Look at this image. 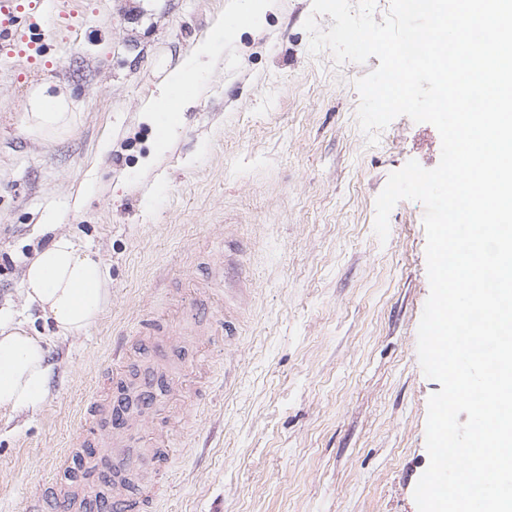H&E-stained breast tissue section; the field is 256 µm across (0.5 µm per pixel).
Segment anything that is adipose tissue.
I'll return each mask as SVG.
<instances>
[{
    "label": "adipose tissue",
    "mask_w": 512,
    "mask_h": 512,
    "mask_svg": "<svg viewBox=\"0 0 512 512\" xmlns=\"http://www.w3.org/2000/svg\"><path fill=\"white\" fill-rule=\"evenodd\" d=\"M222 49L214 39L200 41L193 60L168 71L144 110L162 127L155 142L163 152L180 127L183 114L196 98L201 80L199 58H213ZM69 102L43 90L31 92L27 101L30 128L37 133L67 126ZM110 276L96 253L68 233L38 251L23 276L26 307L50 318L58 335L75 336L97 318L110 298ZM51 375L49 351L42 339L30 335L25 325L0 314V408L33 410L43 401Z\"/></svg>",
    "instance_id": "adipose-tissue-1"
}]
</instances>
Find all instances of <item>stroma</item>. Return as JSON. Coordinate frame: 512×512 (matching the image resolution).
Segmentation results:
<instances>
[{
	"instance_id": "35a3bbf8",
	"label": "stroma",
	"mask_w": 512,
	"mask_h": 512,
	"mask_svg": "<svg viewBox=\"0 0 512 512\" xmlns=\"http://www.w3.org/2000/svg\"><path fill=\"white\" fill-rule=\"evenodd\" d=\"M234 0H70L64 40L48 17L43 54L0 51V310L50 349L37 410H0V512H24L140 310L173 320L239 317L227 343H184L167 397L178 452L153 512H417L429 464L417 355L430 286L421 203L374 233L375 200L408 161L438 165L429 123L395 118L368 144L357 79L379 65L311 55L312 0H277L225 33ZM224 52L162 155L143 107L196 43ZM65 94L68 131H30L31 90ZM108 264L112 296L86 332L56 335L26 308L23 273L59 233Z\"/></svg>"
}]
</instances>
